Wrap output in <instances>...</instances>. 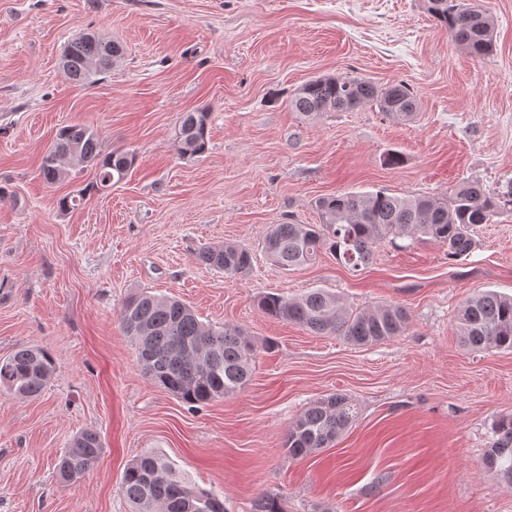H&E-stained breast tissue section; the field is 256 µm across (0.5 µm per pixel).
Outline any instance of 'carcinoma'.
<instances>
[{
  "instance_id": "1",
  "label": "carcinoma",
  "mask_w": 512,
  "mask_h": 512,
  "mask_svg": "<svg viewBox=\"0 0 512 512\" xmlns=\"http://www.w3.org/2000/svg\"><path fill=\"white\" fill-rule=\"evenodd\" d=\"M426 9L471 56L484 58L492 53L495 23L490 15L465 0H426ZM120 56L118 44L78 35L67 44L62 70L72 81L91 84ZM363 105L398 120H408L418 110L416 97L403 83L380 87L342 75L312 79L288 97V107L307 117L347 112ZM208 118L204 110L180 117L178 144L182 154L206 152ZM135 162L132 152L103 150L91 127L70 124L60 128L43 154L39 172L46 183L55 184L69 176L70 169L90 165L96 169L93 189L99 191L123 181ZM315 209L318 224H273L268 228L263 248L275 266L291 270L316 261L328 250L337 261L357 271L372 262L377 247L389 238L436 244L445 249L448 258L460 260L474 248V225L488 224L512 210V181L499 192L487 190L476 180L463 181L446 199L398 197L383 190L340 193L319 198ZM197 259L233 276L247 274L252 262L249 250L227 242L201 248ZM257 306L268 317L298 324L314 335L338 336L355 346L399 336L409 321L399 306L348 310L335 294L321 288L299 297L268 294L257 301ZM119 316L145 373L192 407L237 392L252 376L256 349L237 326L213 329L181 301L144 290L123 304ZM456 321L465 346L483 351L512 350V297L478 292L463 303ZM54 372L53 358L45 348H18L0 360V391L19 399L37 397ZM356 417L355 404L347 396L336 393L320 398L289 426L284 447L293 458L307 456L335 442ZM102 448L97 431L77 433L58 464L60 482L78 481L97 462ZM483 466L512 487L511 415L497 421ZM122 494L134 512H192L194 501L200 503L201 512H225L219 495L198 489L167 456L153 451L128 464Z\"/></svg>"
}]
</instances>
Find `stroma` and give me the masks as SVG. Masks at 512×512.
Here are the masks:
<instances>
[{
  "label": "stroma",
  "mask_w": 512,
  "mask_h": 512,
  "mask_svg": "<svg viewBox=\"0 0 512 512\" xmlns=\"http://www.w3.org/2000/svg\"><path fill=\"white\" fill-rule=\"evenodd\" d=\"M496 22L483 59L457 46L425 0H0V358L39 345L55 375L37 398L0 393V512H131L124 471L168 456L228 512L263 495L284 512H512V487L482 463L512 413V351L472 350L454 316L475 292L512 296V212L474 227L469 257L387 240L366 269L328 252L292 271L268 259L272 224H314L316 199L383 190L448 196L512 180V0H476ZM82 33L122 48L91 85L59 67ZM325 75L405 82L398 121L364 106L314 118L288 108ZM207 110L208 149H177L179 118ZM134 152L128 177L95 191L94 168L49 185L41 158L65 125ZM404 158L387 166L388 153ZM81 197L63 211L60 198ZM230 242L252 268L230 276L198 250ZM335 292L353 309L403 307L400 336L354 346L262 314L267 294ZM146 290L257 348L238 392L189 410L142 370L119 310ZM358 409L330 447L290 457V423L314 400ZM85 429L98 462L60 484L56 464Z\"/></svg>",
  "instance_id": "stroma-1"
}]
</instances>
